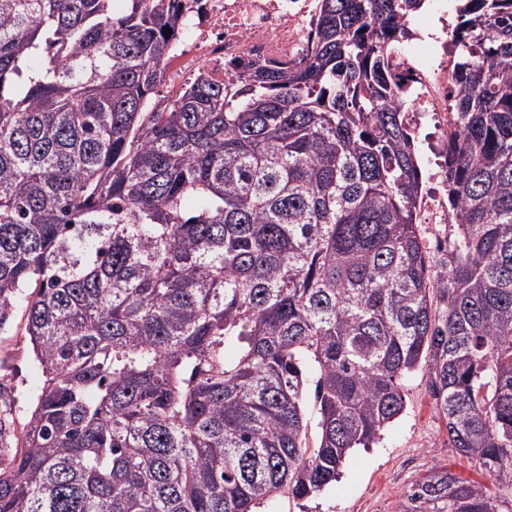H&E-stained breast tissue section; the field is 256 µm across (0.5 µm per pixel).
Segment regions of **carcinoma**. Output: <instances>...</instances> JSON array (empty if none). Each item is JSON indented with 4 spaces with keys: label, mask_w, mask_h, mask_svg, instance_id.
<instances>
[{
    "label": "carcinoma",
    "mask_w": 512,
    "mask_h": 512,
    "mask_svg": "<svg viewBox=\"0 0 512 512\" xmlns=\"http://www.w3.org/2000/svg\"><path fill=\"white\" fill-rule=\"evenodd\" d=\"M425 2L321 0L299 61L155 110L188 0H0V329L23 308L43 374L0 414V512L309 498L422 365L512 495V0H459L435 253L389 64ZM399 512L502 510L434 470ZM448 207L449 205L445 202L444 197L438 198L436 195L420 196L417 213L420 219L421 232L425 236L428 245L429 241L434 243L435 240L431 234L432 230L423 226L424 224H443L437 227V230L446 238L454 233L456 228L447 224L449 223Z\"/></svg>",
    "instance_id": "cac0c4a2"
}]
</instances>
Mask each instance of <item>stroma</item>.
<instances>
[{
    "label": "stroma",
    "mask_w": 512,
    "mask_h": 512,
    "mask_svg": "<svg viewBox=\"0 0 512 512\" xmlns=\"http://www.w3.org/2000/svg\"><path fill=\"white\" fill-rule=\"evenodd\" d=\"M458 0H428L411 22L425 40L446 38L456 23ZM22 311L0 329V383L12 403L15 419H23L42 383ZM425 370L403 382L405 409L386 427L372 447L350 452L338 480L302 501L279 498L259 506L258 512H397L405 492L433 469L448 468L460 478L489 483L477 462L460 456L448 441L444 420L434 409Z\"/></svg>",
    "instance_id": "1"
}]
</instances>
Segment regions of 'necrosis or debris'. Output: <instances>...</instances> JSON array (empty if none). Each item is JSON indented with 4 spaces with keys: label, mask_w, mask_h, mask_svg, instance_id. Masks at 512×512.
Returning a JSON list of instances; mask_svg holds the SVG:
<instances>
[{
    "label": "necrosis or debris",
    "mask_w": 512,
    "mask_h": 512,
    "mask_svg": "<svg viewBox=\"0 0 512 512\" xmlns=\"http://www.w3.org/2000/svg\"><path fill=\"white\" fill-rule=\"evenodd\" d=\"M318 11V0H201L196 34L176 47L167 63L169 94L179 95L185 79L199 71L221 82L245 64L298 60L307 49ZM447 49L443 43L424 56L408 50L390 59L401 95L412 103L407 116L412 130H419L428 116L440 133L448 131V66L438 60Z\"/></svg>",
    "instance_id": "necrosis-or-debris-1"
}]
</instances>
